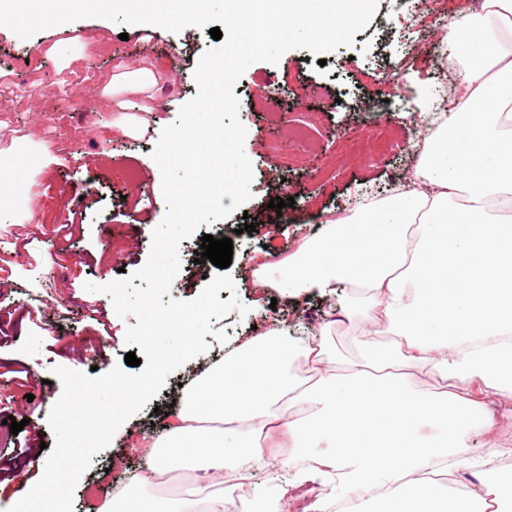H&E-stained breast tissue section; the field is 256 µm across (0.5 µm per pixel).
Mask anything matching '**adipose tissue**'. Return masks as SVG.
I'll list each match as a JSON object with an SVG mask.
<instances>
[{"instance_id": "adipose-tissue-1", "label": "adipose tissue", "mask_w": 512, "mask_h": 512, "mask_svg": "<svg viewBox=\"0 0 512 512\" xmlns=\"http://www.w3.org/2000/svg\"><path fill=\"white\" fill-rule=\"evenodd\" d=\"M445 40L466 61L460 96L447 124L427 130L408 188L255 272L289 299L365 291L358 325L393 341L334 365L325 341L293 342L284 329L237 337L181 393L165 433L143 437L135 489L113 512H196L141 492L184 466L206 488L228 469L245 479L254 462L287 469L280 492L291 501L331 482L304 512H512V482H483L475 497L442 486L473 438L480 466L512 451L502 442L512 406L501 405L512 395V0H484L448 23ZM158 83L151 69L126 70L105 93L122 112ZM299 360L308 377L293 373ZM400 364L433 367L440 392L397 380Z\"/></svg>"}]
</instances>
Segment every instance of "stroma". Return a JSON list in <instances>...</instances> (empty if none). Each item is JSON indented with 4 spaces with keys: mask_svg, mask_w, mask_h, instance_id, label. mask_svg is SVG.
Here are the masks:
<instances>
[{
    "mask_svg": "<svg viewBox=\"0 0 512 512\" xmlns=\"http://www.w3.org/2000/svg\"><path fill=\"white\" fill-rule=\"evenodd\" d=\"M110 28L106 52H83L68 66L58 58L32 56L34 43L57 40L55 29L23 39L0 28V61L9 63L0 75V150L22 139L26 179L41 203L33 219L23 191L0 204V457H15L20 445L33 439L54 447L47 415L62 391L54 367L86 374L95 368L103 374L124 363L126 330L136 319L118 316L99 288L122 272L139 270L150 254L152 231L167 209L162 179L153 169L155 141L197 94V60L216 45L208 29L195 26L178 33L158 28L148 37L115 22ZM437 46L435 35L418 38L411 11L388 10L380 0L353 46L322 59L292 49L277 64L257 62L247 68L234 93L247 128L251 197L219 226H200L197 235L181 241V268L169 295L195 298L218 274V267H197L194 258L201 235L220 231L233 241L228 271L235 288L221 290L218 297L237 296L248 311L212 320L208 351L168 375L158 395L93 456L75 488L74 512H91L83 499L87 485L97 484L107 494L133 480L143 463L131 447L133 438L162 433L183 378L228 352L227 344L216 341V330L233 340L279 322L287 324L293 338L319 335L326 325L333 359L357 356L363 338L342 311L360 304L362 293L343 288L329 298L295 302L271 290L258 291L252 268L258 261L286 259L336 211H356L360 197L389 190L413 172L418 157L411 144L424 129L422 118L431 112L439 87L458 80L457 71L423 64ZM136 65L164 77L150 102L152 132L146 140L114 129L116 114L101 96L117 67ZM385 99L407 102L405 110L390 115L388 147L366 110ZM296 126L307 127L309 138L290 137L289 128ZM132 167L139 172L133 183L123 175ZM276 197L294 204L270 208ZM78 211L85 216L83 228L67 234L65 226ZM248 222L255 232L243 233ZM89 282L97 284V291L86 290ZM10 417L24 421L22 431L11 432ZM279 476L273 467L258 469L247 480L228 471L224 495L235 501L237 512H251L258 493L276 491Z\"/></svg>",
    "mask_w": 512,
    "mask_h": 512,
    "instance_id": "stroma-1",
    "label": "stroma"
}]
</instances>
